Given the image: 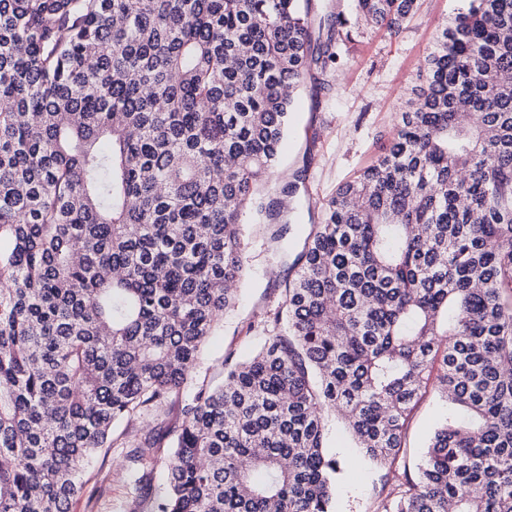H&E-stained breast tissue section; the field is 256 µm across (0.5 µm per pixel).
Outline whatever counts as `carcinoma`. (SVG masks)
<instances>
[{
    "mask_svg": "<svg viewBox=\"0 0 512 512\" xmlns=\"http://www.w3.org/2000/svg\"><path fill=\"white\" fill-rule=\"evenodd\" d=\"M416 0H357L397 35ZM309 0H0V512H70L180 395L235 304L241 218L269 222L294 96L338 63ZM272 334L181 409L154 512H335L341 413L393 469L430 379L460 416L382 512H512V0H462L392 140L339 185Z\"/></svg>",
    "mask_w": 512,
    "mask_h": 512,
    "instance_id": "cac0c4a2",
    "label": "carcinoma"
}]
</instances>
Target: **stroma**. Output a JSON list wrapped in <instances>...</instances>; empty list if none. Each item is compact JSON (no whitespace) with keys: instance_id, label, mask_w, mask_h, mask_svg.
I'll use <instances>...</instances> for the list:
<instances>
[{"instance_id":"1","label":"stroma","mask_w":512,"mask_h":512,"mask_svg":"<svg viewBox=\"0 0 512 512\" xmlns=\"http://www.w3.org/2000/svg\"><path fill=\"white\" fill-rule=\"evenodd\" d=\"M457 5L458 0H418L415 15L392 37L357 20L354 0H310L312 21L344 15L350 37L339 47L337 69L310 71L298 88L280 162L267 185L273 194L286 182L298 183L293 207L281 216L290 232L285 239H275L276 225L262 223L252 213L244 216L245 271L239 300L205 341L193 384L222 383L230 365L261 346V321L281 301L291 264L311 225L321 222L322 209L337 187L371 165L388 145L399 97L414 83L437 35L435 21L450 16ZM300 170L305 176L299 181L295 174ZM450 413L437 388L429 387L414 412L402 465L415 469L435 429ZM326 443L343 464L336 512H381L383 488L392 483V472L372 464L332 412L326 416ZM167 455V449H159L158 475L141 497L126 477L125 449H112L83 475L70 512H150L161 491L159 472Z\"/></svg>"}]
</instances>
